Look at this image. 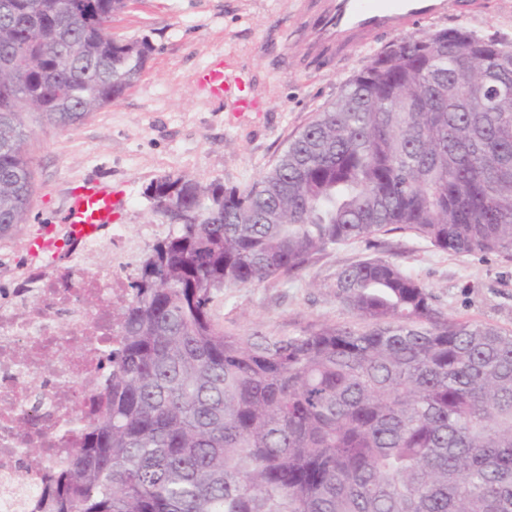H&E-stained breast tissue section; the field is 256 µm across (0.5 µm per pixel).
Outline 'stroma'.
<instances>
[{
  "label": "stroma",
  "mask_w": 512,
  "mask_h": 512,
  "mask_svg": "<svg viewBox=\"0 0 512 512\" xmlns=\"http://www.w3.org/2000/svg\"><path fill=\"white\" fill-rule=\"evenodd\" d=\"M461 9L416 23L411 36L465 27L482 38L512 43V0H460ZM305 0H127L112 18L119 40H148L152 53L123 96L79 126L61 130L36 113L24 114L29 132L34 195L25 223L0 237V294L27 262L26 240L48 225L64 231L69 190L82 180L111 185L119 221L131 236L157 223L144 196L165 175L208 184L245 186L270 168L309 118L336 101L349 79L392 42H353L325 64L305 51L314 20ZM247 73L257 105L235 109L233 96L211 97L195 83L216 59ZM375 255L390 258L430 287L448 317L512 329V262L492 256H456L395 232L375 242H349L318 256L294 278L237 288L214 304V319L235 333L294 334L352 314L328 284L336 271Z\"/></svg>",
  "instance_id": "stroma-1"
}]
</instances>
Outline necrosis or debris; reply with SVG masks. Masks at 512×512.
I'll return each mask as SVG.
<instances>
[{
    "label": "necrosis or debris",
    "mask_w": 512,
    "mask_h": 512,
    "mask_svg": "<svg viewBox=\"0 0 512 512\" xmlns=\"http://www.w3.org/2000/svg\"><path fill=\"white\" fill-rule=\"evenodd\" d=\"M137 246L122 224L100 238L65 240L57 257L30 263L0 302V512H28L46 475L66 463L67 448L50 435L97 384V353L115 332L111 313L129 293L128 257ZM103 250L112 253L115 271L98 265ZM68 270L96 294L99 329H91L74 293L54 294L55 281ZM22 417L34 418L35 433L45 439L31 463L23 461L12 430Z\"/></svg>",
    "instance_id": "4bbe7bcc"
}]
</instances>
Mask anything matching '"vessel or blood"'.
I'll use <instances>...</instances> for the list:
<instances>
[{"mask_svg": "<svg viewBox=\"0 0 512 512\" xmlns=\"http://www.w3.org/2000/svg\"><path fill=\"white\" fill-rule=\"evenodd\" d=\"M447 7V0H322L315 21L316 43L340 51L352 41L403 30L413 20L444 12ZM244 81V76L226 74L220 61L203 69L197 78L199 85L216 95L231 92ZM119 208L111 186L84 181L72 188L62 222L71 238H92L116 221Z\"/></svg>", "mask_w": 512, "mask_h": 512, "instance_id": "b4317fda", "label": "vessel or blood"}]
</instances>
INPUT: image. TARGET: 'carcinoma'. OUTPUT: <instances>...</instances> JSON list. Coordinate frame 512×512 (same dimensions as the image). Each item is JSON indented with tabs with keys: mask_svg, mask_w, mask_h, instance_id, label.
Returning a JSON list of instances; mask_svg holds the SVG:
<instances>
[{
	"mask_svg": "<svg viewBox=\"0 0 512 512\" xmlns=\"http://www.w3.org/2000/svg\"><path fill=\"white\" fill-rule=\"evenodd\" d=\"M124 7L0 0V237L33 195L23 100L67 128L145 68L148 42L108 33ZM145 194L169 232L33 512H512V330L444 316L385 256L326 284L357 324L241 335L212 314L392 232L512 261V44L400 37L251 184L166 175Z\"/></svg>",
	"mask_w": 512,
	"mask_h": 512,
	"instance_id": "carcinoma-1",
	"label": "carcinoma"
}]
</instances>
